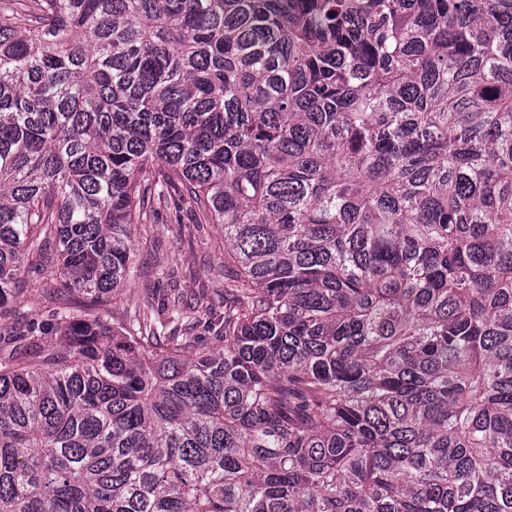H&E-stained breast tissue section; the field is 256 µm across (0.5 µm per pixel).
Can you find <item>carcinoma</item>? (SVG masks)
Masks as SVG:
<instances>
[{
  "label": "carcinoma",
  "instance_id": "carcinoma-1",
  "mask_svg": "<svg viewBox=\"0 0 512 512\" xmlns=\"http://www.w3.org/2000/svg\"><path fill=\"white\" fill-rule=\"evenodd\" d=\"M179 193L217 347L108 305ZM0 512H512V0H0ZM47 253L52 257L53 279L46 275H40L34 269H30L26 276V288L21 296L20 303L14 304L10 312L0 318V333L2 336L11 332L28 328L33 321L40 323V326L52 323L56 309L62 304L56 296V291L62 288L61 279L57 275L55 265L54 244H47ZM43 277V278H41ZM48 278V280H47ZM50 288V289H49ZM55 290V294L53 291Z\"/></svg>",
  "mask_w": 512,
  "mask_h": 512
}]
</instances>
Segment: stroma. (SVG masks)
Instances as JSON below:
<instances>
[{
	"label": "stroma",
	"mask_w": 512,
	"mask_h": 512,
	"mask_svg": "<svg viewBox=\"0 0 512 512\" xmlns=\"http://www.w3.org/2000/svg\"><path fill=\"white\" fill-rule=\"evenodd\" d=\"M135 264L137 276L131 277L126 288L113 299L114 316L123 317L126 309L136 304L160 305L161 299L148 291L151 282L174 281L184 304L198 307V335H206V323L211 315L223 313L224 248L222 235L216 226L197 231L190 210H161L156 224L148 231L136 233ZM24 294L9 313L0 317V333L9 334L28 328L37 322H52L60 302L55 294L60 277H41L29 271Z\"/></svg>",
	"instance_id": "35a3bbf8"
}]
</instances>
